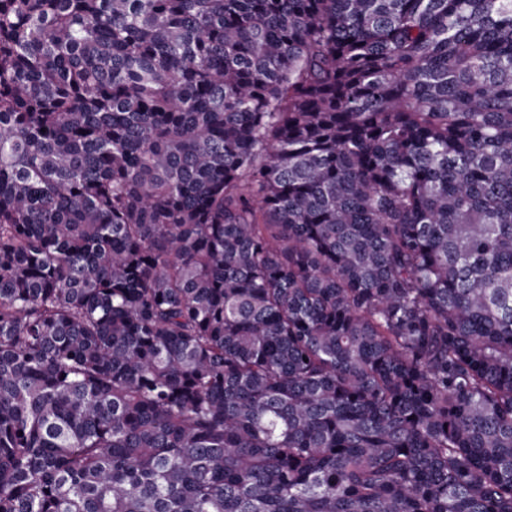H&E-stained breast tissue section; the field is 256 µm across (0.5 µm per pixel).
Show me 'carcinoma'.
Masks as SVG:
<instances>
[{
	"label": "carcinoma",
	"instance_id": "carcinoma-1",
	"mask_svg": "<svg viewBox=\"0 0 512 512\" xmlns=\"http://www.w3.org/2000/svg\"><path fill=\"white\" fill-rule=\"evenodd\" d=\"M0 512H512V0H0Z\"/></svg>",
	"mask_w": 512,
	"mask_h": 512
}]
</instances>
